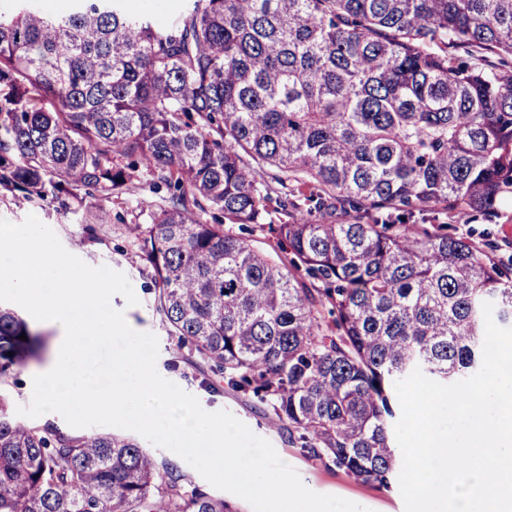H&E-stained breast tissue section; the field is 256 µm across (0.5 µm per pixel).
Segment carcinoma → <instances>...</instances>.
Listing matches in <instances>:
<instances>
[{
    "instance_id": "carcinoma-1",
    "label": "carcinoma",
    "mask_w": 512,
    "mask_h": 512,
    "mask_svg": "<svg viewBox=\"0 0 512 512\" xmlns=\"http://www.w3.org/2000/svg\"><path fill=\"white\" fill-rule=\"evenodd\" d=\"M0 6V187L69 209L169 194L129 225L179 347L363 483L398 472L394 383L482 360L512 276L445 223L512 193V0ZM232 224L285 216L269 254ZM26 339H19L20 335ZM38 335L0 306V378ZM0 393V512H238L121 433L30 426Z\"/></svg>"
}]
</instances>
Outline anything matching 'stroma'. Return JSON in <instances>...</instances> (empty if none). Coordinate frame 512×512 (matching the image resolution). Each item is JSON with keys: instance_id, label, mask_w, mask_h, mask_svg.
Instances as JSON below:
<instances>
[{"instance_id": "stroma-1", "label": "stroma", "mask_w": 512, "mask_h": 512, "mask_svg": "<svg viewBox=\"0 0 512 512\" xmlns=\"http://www.w3.org/2000/svg\"><path fill=\"white\" fill-rule=\"evenodd\" d=\"M156 198V193L139 178L133 179L121 202L107 205L86 195L65 212L60 211L56 203L29 200L0 190V218L18 224L27 215H35L55 232L67 251L86 264L93 267L105 265L123 272L139 303L127 305L124 297L117 295L113 297L112 305L123 311L133 330L157 336L159 374L196 396L204 410H227L253 434L271 442L281 460L298 472L309 489L360 502L368 512H405L398 486L386 488L364 484L334 466L305 457L298 446L289 444L287 432L278 425L266 404L229 388L222 375L209 369L201 373L186 363L183 350L178 348L175 338L168 336L151 303V294L145 288L147 275L138 273L131 263L132 240L127 227L135 223L137 214ZM448 231L479 246L493 242L495 249L489 254L490 260L512 269L511 195L501 198L498 216L493 221L460 210L454 213ZM30 327L40 335L42 347L38 355L28 358L24 366L14 368L9 377L0 382V392L6 394L15 406L29 404L32 378L45 372L57 347V331L52 325L34 321Z\"/></svg>"}]
</instances>
